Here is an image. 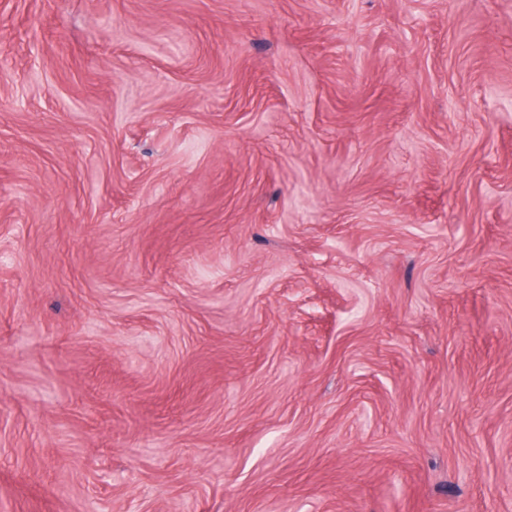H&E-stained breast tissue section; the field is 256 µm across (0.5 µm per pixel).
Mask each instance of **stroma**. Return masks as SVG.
Here are the masks:
<instances>
[{
  "instance_id": "stroma-1",
  "label": "stroma",
  "mask_w": 512,
  "mask_h": 512,
  "mask_svg": "<svg viewBox=\"0 0 512 512\" xmlns=\"http://www.w3.org/2000/svg\"><path fill=\"white\" fill-rule=\"evenodd\" d=\"M0 512H512V0H0Z\"/></svg>"
}]
</instances>
